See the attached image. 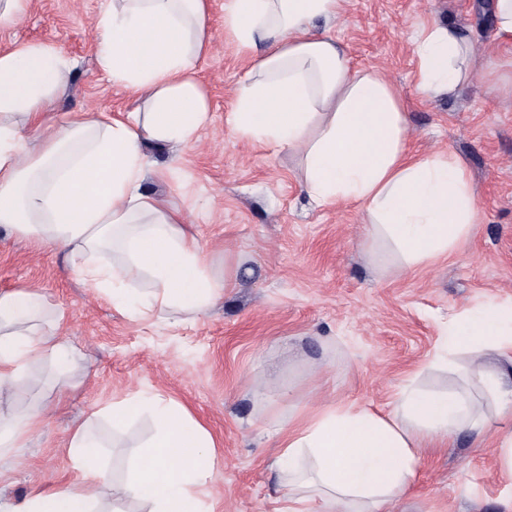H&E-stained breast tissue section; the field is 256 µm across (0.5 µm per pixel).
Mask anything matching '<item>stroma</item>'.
Masks as SVG:
<instances>
[{"instance_id": "stroma-1", "label": "stroma", "mask_w": 512, "mask_h": 512, "mask_svg": "<svg viewBox=\"0 0 512 512\" xmlns=\"http://www.w3.org/2000/svg\"><path fill=\"white\" fill-rule=\"evenodd\" d=\"M490 0H348L332 25L317 24L355 64L380 70L402 96L421 153L447 150L466 164L481 222L448 259L401 269L372 259L355 204L321 207L304 191L301 158L272 154L227 123L247 61L224 38V0H212V52L197 76L212 123L181 154L171 202L195 224L216 275L232 286L206 314L176 323L113 307L71 273L63 253L0 227V291L31 290L49 303L42 331H57L77 357L66 375L32 368L15 410L46 406L43 426L0 457V512L34 493L76 484L67 443L92 422L119 447L102 462L129 463L153 433L149 413L113 431L112 403L140 393L183 405L213 437L204 512H288V475L277 465L282 434L313 410L369 405L386 413L409 380L427 390L470 373L465 354L435 366L457 311L512 302V52L491 50ZM108 0H31L0 50L54 44L71 63L64 112H129L138 102L98 67L97 16ZM467 27L478 65L454 95H422L414 36L430 23ZM483 441L461 435L425 449L394 512H512V476L500 474L492 418Z\"/></svg>"}]
</instances>
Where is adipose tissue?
Returning <instances> with one entry per match:
<instances>
[{
  "mask_svg": "<svg viewBox=\"0 0 512 512\" xmlns=\"http://www.w3.org/2000/svg\"><path fill=\"white\" fill-rule=\"evenodd\" d=\"M344 0H224V35L249 62L234 96L235 134L302 159V185L320 206L360 204L374 243L403 268L447 258L479 222L468 170L452 153L408 145L406 107L378 70L357 68L345 45L312 30L335 20ZM210 0H112L96 20L99 68L136 96L139 108L57 115L70 62L53 45L0 51V226L62 250L72 272L113 305L204 314L229 286L210 269L182 212L146 184H174L177 159L153 153L198 143L210 105L195 65L213 48ZM417 87L453 93L473 74L464 26L417 33ZM113 260L101 262V253ZM47 308L36 292H0V404L11 403L29 368L65 364L66 343L34 331ZM449 347H465L486 398L428 394L406 386L385 416L356 406L325 409L286 433L279 461L325 512H390L413 485L423 443L489 432L512 416V307L453 314ZM149 405L155 432L126 478L100 463L90 424L68 446L82 472L76 488L38 492L21 512H96V493L138 500L149 512H202L211 435L177 403L135 395L113 404V428ZM46 412L0 411V456Z\"/></svg>",
  "mask_w": 512,
  "mask_h": 512,
  "instance_id": "obj_1",
  "label": "adipose tissue"
}]
</instances>
